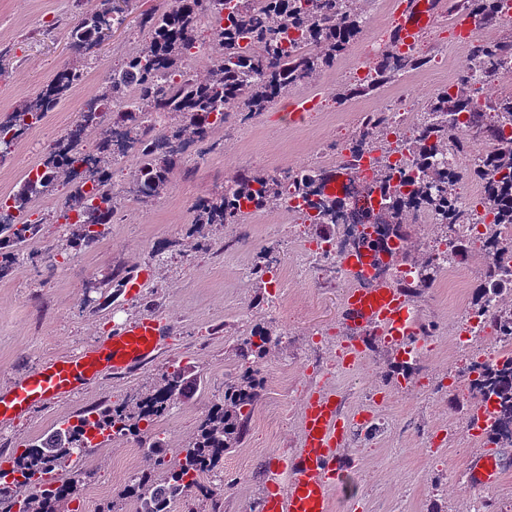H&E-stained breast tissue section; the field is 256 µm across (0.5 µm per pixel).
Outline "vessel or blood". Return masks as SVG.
Returning <instances> with one entry per match:
<instances>
[{
  "label": "vessel or blood",
  "mask_w": 512,
  "mask_h": 512,
  "mask_svg": "<svg viewBox=\"0 0 512 512\" xmlns=\"http://www.w3.org/2000/svg\"><path fill=\"white\" fill-rule=\"evenodd\" d=\"M398 43L410 45L435 22L443 0H396ZM343 316L352 329H371L401 350H418L417 322L411 303L401 289L389 283L349 290ZM162 326L150 314L113 330L111 336L70 355L42 364L0 390V424L27 417L38 407L70 400L94 384L104 372L125 375L152 363L162 350ZM349 419L340 400L327 394L312 396L305 405L301 449L279 454L275 479L285 482L282 493L266 496L265 512H329V492L345 464L338 452L346 441ZM498 463L479 457L472 468L476 483L498 478Z\"/></svg>",
  "instance_id": "1"
}]
</instances>
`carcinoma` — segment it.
Wrapping results in <instances>:
<instances>
[{
	"mask_svg": "<svg viewBox=\"0 0 512 512\" xmlns=\"http://www.w3.org/2000/svg\"><path fill=\"white\" fill-rule=\"evenodd\" d=\"M359 0H168L162 10L144 12L137 17L138 28L144 35L142 47L112 72L102 87L99 99L121 104L113 114L143 145L155 133L146 124L154 112H166L178 120L176 132L198 141L205 140L210 130L224 123L228 108L238 107L248 114L263 111L275 99L292 87L306 81L315 72L329 68L363 32L365 15ZM497 0H459L454 8L478 17L476 30L502 23L494 3ZM224 14V23L211 28L210 43L215 53L205 74L191 67V60L200 49L197 33L200 20L208 15ZM125 9H113L111 0H98L96 6L82 12L70 28L69 39L76 51L89 42L99 43L106 35L107 24L123 26ZM512 59V41L476 40L470 54V68L501 66ZM422 65V58L410 53L396 64L384 56L365 79L347 87L343 98L358 97L380 89L409 70ZM85 78L84 70L67 67L60 70L49 88L38 97L13 110L0 121V133L8 134L17 126L30 127L53 111L63 96ZM135 83L139 97L127 101L126 88ZM478 90L469 80L460 82L454 91L434 94L424 109L422 134L403 145L408 152L404 165L390 161L391 150L378 145L379 137L389 133L381 125H369L349 145L338 170L309 168L296 175L282 176L243 170L225 186L221 194L208 198L195 208L196 224H234L239 219L241 205L273 209L288 195L300 196L317 215L312 224L325 223V216L336 208V197L324 193L328 182L337 173L356 174L364 148L380 152L371 167L370 189L390 202L385 214L396 224L403 219L417 220L418 213L405 210L406 198L417 201L427 212L451 213L459 219L448 190L468 176L480 180L485 187L479 204L483 218L489 219L485 236L496 237L497 225H512V138L506 130L512 127V94L475 101ZM468 113L467 127L477 128L488 141L498 143L492 156L469 172L450 175L429 156L448 147V127L453 117ZM79 162L73 156L66 163L52 168V174L38 180H25L8 197L18 213L19 223H0V274L18 262L23 250L38 238L41 224L28 219L34 199L51 192L57 184L66 187L61 217L69 219L76 211L80 220L72 225L60 251L69 248H94L104 236L103 228L112 223V215L121 202L120 191L102 183L86 186L71 182L70 171ZM179 162L174 155L147 154L131 171L130 181L139 184V200H156L167 194L170 175ZM512 259V239L498 242L495 268L487 269L486 283L475 293L474 300L492 291L498 296L512 292V270L501 262ZM432 260L419 269L417 281L404 289L414 293L430 287L436 271ZM273 342L272 332L253 327L237 344L240 360L238 377L224 384V399L214 404L201 420L194 437L173 452L166 460V448L148 429L145 406L166 414L186 396L189 385L178 365L169 366L152 391L133 403L114 405L97 414L95 420L79 417L76 422L45 438L30 442L13 458L11 471L18 474L12 482L0 477V512H11L22 493L31 483L38 488L24 497L20 512H69V504L81 498L82 492L94 479V473L74 469L73 457H79L92 447L90 432L104 434L112 429L120 436H132L154 466L163 468L162 475L151 471L141 473L137 483L129 486L127 496L136 497L139 512H170L176 500L200 494L216 506L217 493L208 486L191 489L184 485L185 477L200 468L217 471L224 452L237 448L243 441L248 421L259 400L263 385L261 361ZM481 399L497 398L498 408L487 420L489 441L512 447V438L500 437V430L512 429V365L504 366L491 378L480 375L473 381Z\"/></svg>",
	"mask_w": 512,
	"mask_h": 512,
	"instance_id": "cac0c4a2",
	"label": "carcinoma"
}]
</instances>
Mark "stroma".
Returning a JSON list of instances; mask_svg holds the SVG:
<instances>
[{
	"mask_svg": "<svg viewBox=\"0 0 512 512\" xmlns=\"http://www.w3.org/2000/svg\"><path fill=\"white\" fill-rule=\"evenodd\" d=\"M89 0H0V115L38 96L55 74L80 66L84 82L28 137L0 161V197L17 190L24 172L42 159L53 136L73 122L82 100L98 93L117 63L137 51L143 35L135 26L112 33L93 50L77 53L68 31ZM451 18L421 39V67L411 71L420 102H427L449 79L468 67V46L455 45ZM361 35L350 53L328 70L291 88L249 120L230 114L220 137L206 143L209 159L182 158L164 197L136 209L118 208L104 239L91 250L69 252L56 263L39 257L55 247L67 227L57 222L56 201L33 207L44 219L31 256L0 275V389L46 359L80 349L108 336L114 325L154 315L166 328L163 350L147 367L124 378L103 377L75 399L36 409L23 420L0 428V463L31 440L147 392L172 364L189 367L193 384L188 399L162 425L169 447L192 438L212 403L224 396V385L239 371L236 348L252 326L273 329L276 340L262 360L264 388L239 447L224 455L222 512H263L274 454L301 447L305 401L318 390L335 394L349 416H356L366 397L381 406L385 425L366 429L352 425L343 454L363 472L362 479L344 478L330 491V512H512V450L472 439L468 428L476 412L463 376L464 365L448 360V338L463 333L462 312L443 276L411 295L417 322L428 328L419 353L420 370L403 376L398 347L384 337L363 333L361 366L333 371L350 337L341 315L344 291L334 282V263L302 275L285 274L280 290L270 283H238L240 263L262 261L268 254L295 262L294 233L314 243V225L294 230L278 211L248 233L244 247L223 250V226L196 227L194 203L223 189L243 170L283 173L317 165L323 154L345 152L358 135L360 115L382 108L399 84L343 101L344 87L358 83L357 61L368 49ZM316 92L319 114L294 117L293 99ZM162 257H155L156 247ZM139 276L128 289L115 281ZM133 439H102L79 459L80 469L93 472L75 512H99L102 504L124 506L121 494L129 483L126 461L144 468V455L134 454ZM490 454L499 464V479L484 487L470 483V464Z\"/></svg>",
	"mask_w": 512,
	"mask_h": 512,
	"instance_id": "1",
	"label": "stroma"
}]
</instances>
